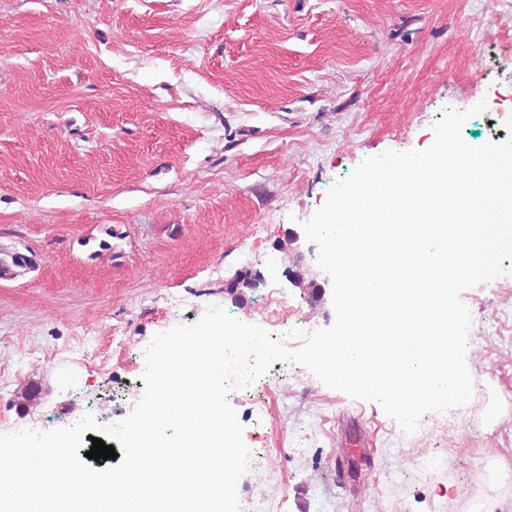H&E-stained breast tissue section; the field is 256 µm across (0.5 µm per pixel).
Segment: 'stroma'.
Returning a JSON list of instances; mask_svg holds the SVG:
<instances>
[{
	"label": "stroma",
	"instance_id": "stroma-1",
	"mask_svg": "<svg viewBox=\"0 0 512 512\" xmlns=\"http://www.w3.org/2000/svg\"><path fill=\"white\" fill-rule=\"evenodd\" d=\"M447 107L465 143L512 138V0H0V252L33 260L0 278V435L125 420L154 336L212 306L301 319L290 351L332 327V293L286 276L325 277L304 223L366 158L429 149ZM459 298L501 334L414 432L302 365L262 406L231 391L263 453L241 508L512 506V277Z\"/></svg>",
	"mask_w": 512,
	"mask_h": 512
}]
</instances>
